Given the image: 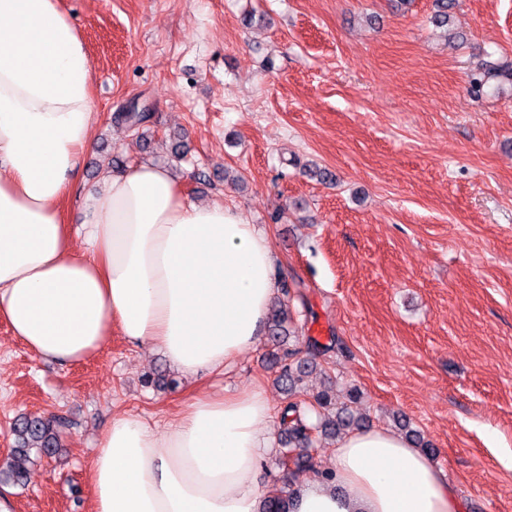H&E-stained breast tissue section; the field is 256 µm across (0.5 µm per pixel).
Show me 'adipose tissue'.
Wrapping results in <instances>:
<instances>
[{"label":"adipose tissue","instance_id":"ef3b65f1","mask_svg":"<svg viewBox=\"0 0 512 512\" xmlns=\"http://www.w3.org/2000/svg\"><path fill=\"white\" fill-rule=\"evenodd\" d=\"M92 80L57 0H0V320L45 361H85L117 328L186 377L225 371L263 335L277 257L236 209L188 199L153 163L104 173L76 251L61 207L93 146ZM271 418L253 389L192 398L162 434L112 419L89 469L92 512H257ZM333 472L290 512H465L387 429L338 441Z\"/></svg>","mask_w":512,"mask_h":512}]
</instances>
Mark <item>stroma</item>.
Listing matches in <instances>:
<instances>
[{
  "instance_id": "stroma-1",
  "label": "stroma",
  "mask_w": 512,
  "mask_h": 512,
  "mask_svg": "<svg viewBox=\"0 0 512 512\" xmlns=\"http://www.w3.org/2000/svg\"><path fill=\"white\" fill-rule=\"evenodd\" d=\"M93 67V148L63 207L76 250L100 164L168 167L187 196L235 207L268 236L290 289V345L322 348L357 388L366 427L403 416L466 512H512V84L467 89L480 61L512 60V0H459L447 32L432 0H59ZM145 108L148 137L117 121ZM180 142L183 160L169 156ZM329 169L335 182L310 176ZM269 337L228 371L182 377L158 350L113 334L92 359L35 357L0 321V460L21 414H63L55 458H34L14 512H89L98 435L134 416L164 432L190 396L263 390ZM164 372L172 388L145 386ZM320 437L304 469L276 450L262 489H302L331 468Z\"/></svg>"
}]
</instances>
